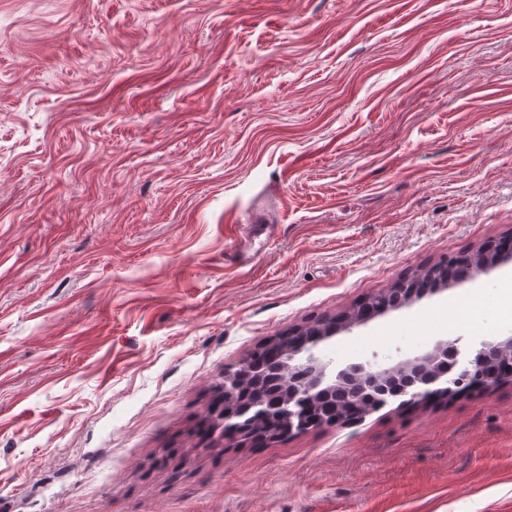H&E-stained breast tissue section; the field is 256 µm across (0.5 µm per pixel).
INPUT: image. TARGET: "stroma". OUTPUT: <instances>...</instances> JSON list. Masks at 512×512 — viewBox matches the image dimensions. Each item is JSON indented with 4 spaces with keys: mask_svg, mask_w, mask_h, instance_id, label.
<instances>
[{
    "mask_svg": "<svg viewBox=\"0 0 512 512\" xmlns=\"http://www.w3.org/2000/svg\"><path fill=\"white\" fill-rule=\"evenodd\" d=\"M506 235L512 0H0V512H512V381L262 442L217 411L258 343ZM511 284L320 353L512 337Z\"/></svg>",
    "mask_w": 512,
    "mask_h": 512,
    "instance_id": "stroma-1",
    "label": "stroma"
}]
</instances>
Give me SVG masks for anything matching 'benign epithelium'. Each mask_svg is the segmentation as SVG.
Here are the masks:
<instances>
[{
	"mask_svg": "<svg viewBox=\"0 0 512 512\" xmlns=\"http://www.w3.org/2000/svg\"><path fill=\"white\" fill-rule=\"evenodd\" d=\"M336 334L331 330L315 341L304 343L288 351L275 372L288 377V389H274L261 394L238 409L228 406L221 419L244 432L258 431L272 410L279 411L288 432H304L314 428L308 418V408L317 399H330L342 390L354 401V406L365 405L378 410L389 401L407 397L411 400L437 391H454V377L467 374L475 377L476 387L488 392L512 378V367L499 369L495 362L512 357V338L500 341L481 340L470 352L460 346L462 338L438 341L433 350L405 359L390 367H379L369 361L353 362L340 370L331 368V362L319 353V345ZM224 373V396L228 399L238 391L242 369Z\"/></svg>",
	"mask_w": 512,
	"mask_h": 512,
	"instance_id": "1",
	"label": "benign epithelium"
}]
</instances>
